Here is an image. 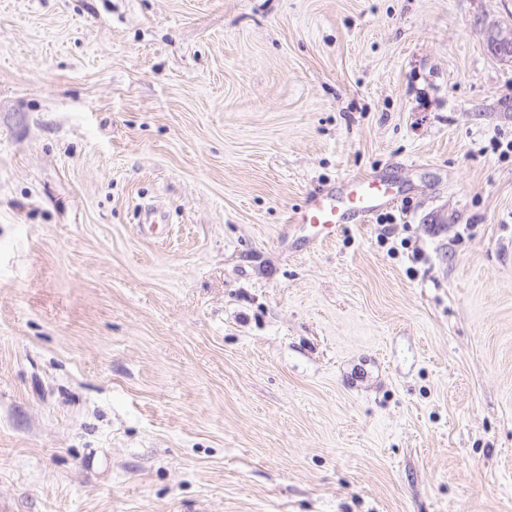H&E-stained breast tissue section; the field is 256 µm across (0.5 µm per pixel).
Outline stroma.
Segmentation results:
<instances>
[{"label": "stroma", "mask_w": 512, "mask_h": 512, "mask_svg": "<svg viewBox=\"0 0 512 512\" xmlns=\"http://www.w3.org/2000/svg\"><path fill=\"white\" fill-rule=\"evenodd\" d=\"M509 27L0 0V512H512ZM362 174L388 240L307 244L290 214Z\"/></svg>", "instance_id": "1"}]
</instances>
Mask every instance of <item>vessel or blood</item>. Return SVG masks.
Instances as JSON below:
<instances>
[{"mask_svg":"<svg viewBox=\"0 0 512 512\" xmlns=\"http://www.w3.org/2000/svg\"><path fill=\"white\" fill-rule=\"evenodd\" d=\"M392 198L391 184L381 177H349L338 188L315 193L300 208L296 221L310 225L315 239H332L349 219L372 214Z\"/></svg>","mask_w":512,"mask_h":512,"instance_id":"b4317fda","label":"vessel or blood"}]
</instances>
